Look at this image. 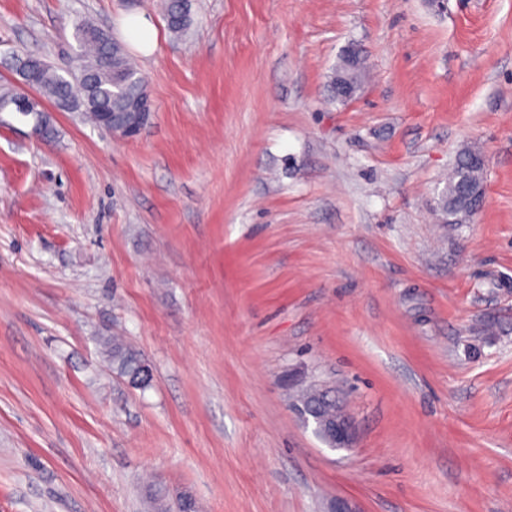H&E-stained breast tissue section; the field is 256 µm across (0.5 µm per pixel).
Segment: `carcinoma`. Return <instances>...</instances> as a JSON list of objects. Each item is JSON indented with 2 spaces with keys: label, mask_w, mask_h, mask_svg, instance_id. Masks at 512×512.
I'll use <instances>...</instances> for the list:
<instances>
[{
  "label": "carcinoma",
  "mask_w": 512,
  "mask_h": 512,
  "mask_svg": "<svg viewBox=\"0 0 512 512\" xmlns=\"http://www.w3.org/2000/svg\"><path fill=\"white\" fill-rule=\"evenodd\" d=\"M168 29L181 36L193 25L188 0H164ZM79 65L64 76L47 61L34 78L35 88L57 110L73 112L82 121L97 123L100 106L112 107L145 91V79L126 53L123 45L112 40L98 27L83 22L76 27ZM483 169L475 153L462 152L456 158L448 176V184L441 192L437 210L448 224H462L470 217L471 208L478 205L477 189L484 183ZM141 355L134 349L112 341V367L138 388L149 385L150 372L139 370ZM309 400L322 407L327 401H336L328 389H309L301 392L298 402Z\"/></svg>",
  "instance_id": "obj_1"
}]
</instances>
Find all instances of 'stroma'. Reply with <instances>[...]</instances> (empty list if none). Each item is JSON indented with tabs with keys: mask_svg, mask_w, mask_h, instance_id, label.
Returning <instances> with one entry per match:
<instances>
[{
	"mask_svg": "<svg viewBox=\"0 0 512 512\" xmlns=\"http://www.w3.org/2000/svg\"><path fill=\"white\" fill-rule=\"evenodd\" d=\"M157 2L0 0L14 92L80 21L159 31L136 139L0 112V512H512V0H190L180 38ZM466 149L486 198L445 224ZM313 384L351 450L295 410ZM112 367L118 375L128 379V382L138 388L149 385L151 375L146 367V372L139 370L142 362L141 355L122 343L112 339Z\"/></svg>",
	"mask_w": 512,
	"mask_h": 512,
	"instance_id": "stroma-1",
	"label": "stroma"
}]
</instances>
